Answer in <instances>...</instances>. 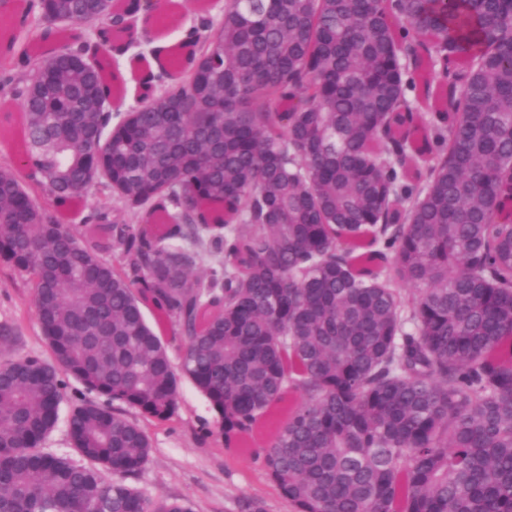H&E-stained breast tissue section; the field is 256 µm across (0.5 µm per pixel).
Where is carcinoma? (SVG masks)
<instances>
[{
    "instance_id": "cac0c4a2",
    "label": "carcinoma",
    "mask_w": 512,
    "mask_h": 512,
    "mask_svg": "<svg viewBox=\"0 0 512 512\" xmlns=\"http://www.w3.org/2000/svg\"><path fill=\"white\" fill-rule=\"evenodd\" d=\"M161 5L33 0L54 48L4 69L0 261L49 355L0 359V512H193L113 408L168 422L184 379L297 512H512V0H224L97 111ZM149 46L145 43H142L139 47L132 49L126 56L119 58L117 61L112 63V71L117 74L123 76L125 85L122 88L120 93L121 98L125 100V103L120 109V112H123L131 105L135 104L138 94L140 90L136 85L134 78L136 73L143 68H146V62H142L141 64H136L132 62V58L134 55L142 53L145 55L147 62L150 66H155V62L150 55ZM45 448L48 451L57 453V454H66L71 452V445L68 437L67 427H66V412L63 411L60 421L57 427L53 430V432L49 435L48 439L45 442Z\"/></svg>"
}]
</instances>
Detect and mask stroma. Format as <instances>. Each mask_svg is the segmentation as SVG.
Masks as SVG:
<instances>
[{
	"label": "stroma",
	"mask_w": 512,
	"mask_h": 512,
	"mask_svg": "<svg viewBox=\"0 0 512 512\" xmlns=\"http://www.w3.org/2000/svg\"><path fill=\"white\" fill-rule=\"evenodd\" d=\"M221 5L210 0H181L175 22L151 34L152 43L177 48L201 19H220ZM31 288L24 274L0 261V327L15 334L1 351L13 357L47 356L48 348L34 317ZM179 408L173 421L145 420L152 450L135 481L150 500L180 497L194 512H240L244 500L259 498L265 512H295L294 506L270 483L259 461L232 452L215 432V416L205 398L189 382H181Z\"/></svg>",
	"instance_id": "1"
}]
</instances>
